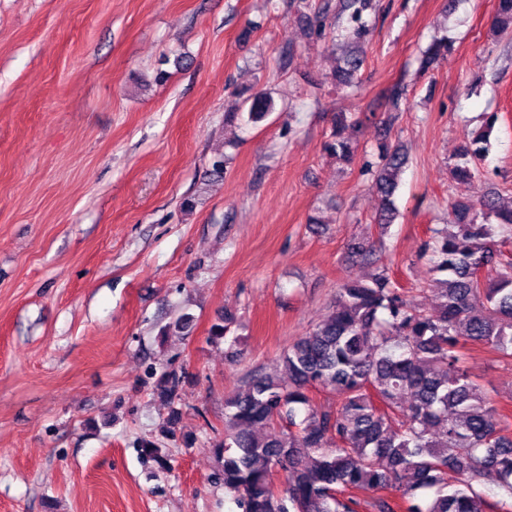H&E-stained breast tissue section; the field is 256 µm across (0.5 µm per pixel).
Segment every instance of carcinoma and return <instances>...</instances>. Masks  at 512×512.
<instances>
[{
  "label": "carcinoma",
  "instance_id": "1",
  "mask_svg": "<svg viewBox=\"0 0 512 512\" xmlns=\"http://www.w3.org/2000/svg\"><path fill=\"white\" fill-rule=\"evenodd\" d=\"M369 6L343 0L360 36ZM492 24L512 32V0H497ZM447 52V41L434 42L422 67ZM363 64L360 50L347 51L340 82L351 83ZM243 103L252 122L272 108L259 95ZM497 120L490 114L486 132L465 140L454 179L475 177L471 164L489 152ZM326 150L346 161L354 156L339 128ZM405 163L401 148L382 146L378 224L397 217L393 196ZM511 239L512 209L501 208L495 194L456 202L429 245L430 272L441 285L435 312L382 265L338 288L331 312L280 355L285 376L257 374L225 399L224 441L215 453L223 459L219 479L238 493L241 512H512V414L471 378L461 352L472 342L512 358V250L501 249ZM478 267L487 271L480 284ZM191 322L181 315L161 336L187 332ZM232 323L226 315L213 324L209 341L226 339ZM177 384L164 373L156 390L170 401ZM313 389L332 392L336 409L316 408ZM486 474L497 479V499L474 485ZM393 486L398 498L381 494Z\"/></svg>",
  "mask_w": 512,
  "mask_h": 512
}]
</instances>
